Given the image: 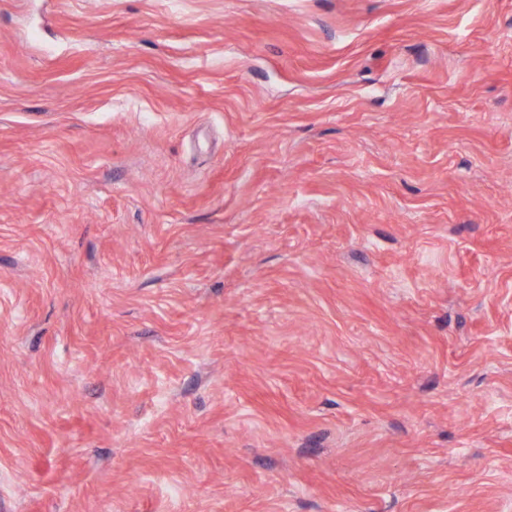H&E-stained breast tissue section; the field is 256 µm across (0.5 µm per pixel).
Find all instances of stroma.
<instances>
[{
	"label": "stroma",
	"mask_w": 512,
	"mask_h": 512,
	"mask_svg": "<svg viewBox=\"0 0 512 512\" xmlns=\"http://www.w3.org/2000/svg\"><path fill=\"white\" fill-rule=\"evenodd\" d=\"M0 512H512V0H0Z\"/></svg>",
	"instance_id": "35a3bbf8"
}]
</instances>
